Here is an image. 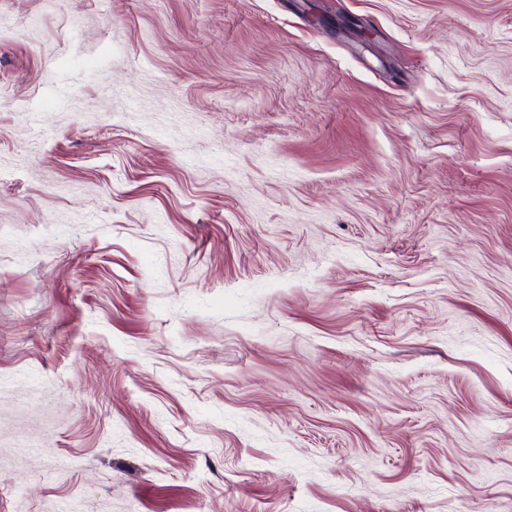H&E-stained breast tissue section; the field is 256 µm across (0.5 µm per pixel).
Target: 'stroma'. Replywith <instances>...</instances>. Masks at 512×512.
Wrapping results in <instances>:
<instances>
[{
	"label": "stroma",
	"instance_id": "35a3bbf8",
	"mask_svg": "<svg viewBox=\"0 0 512 512\" xmlns=\"http://www.w3.org/2000/svg\"><path fill=\"white\" fill-rule=\"evenodd\" d=\"M70 505L512 512V0H0V512Z\"/></svg>",
	"mask_w": 512,
	"mask_h": 512
}]
</instances>
